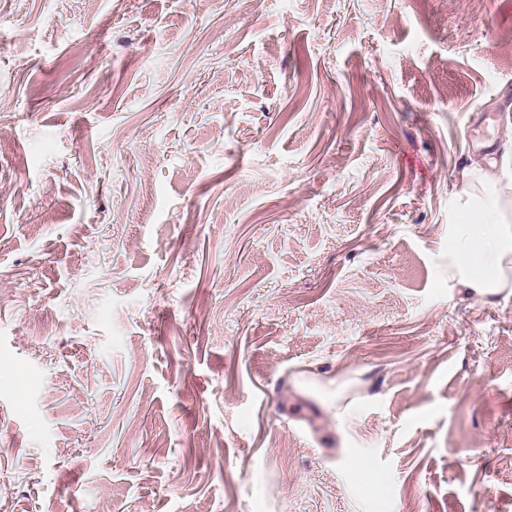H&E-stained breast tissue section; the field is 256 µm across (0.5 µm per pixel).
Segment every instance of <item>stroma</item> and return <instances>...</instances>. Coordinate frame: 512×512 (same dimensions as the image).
Returning a JSON list of instances; mask_svg holds the SVG:
<instances>
[{"instance_id":"obj_1","label":"stroma","mask_w":512,"mask_h":512,"mask_svg":"<svg viewBox=\"0 0 512 512\" xmlns=\"http://www.w3.org/2000/svg\"><path fill=\"white\" fill-rule=\"evenodd\" d=\"M512 0H0V512H512ZM465 209L469 224L455 225L448 258L464 288L481 297L496 294L512 276V226L498 217L495 204L486 209L476 200Z\"/></svg>"}]
</instances>
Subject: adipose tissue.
Instances as JSON below:
<instances>
[{"instance_id": "ef3b65f1", "label": "adipose tissue", "mask_w": 512, "mask_h": 512, "mask_svg": "<svg viewBox=\"0 0 512 512\" xmlns=\"http://www.w3.org/2000/svg\"><path fill=\"white\" fill-rule=\"evenodd\" d=\"M469 221L456 225L448 258L463 287L493 295L512 284V225L496 209L467 204Z\"/></svg>"}]
</instances>
